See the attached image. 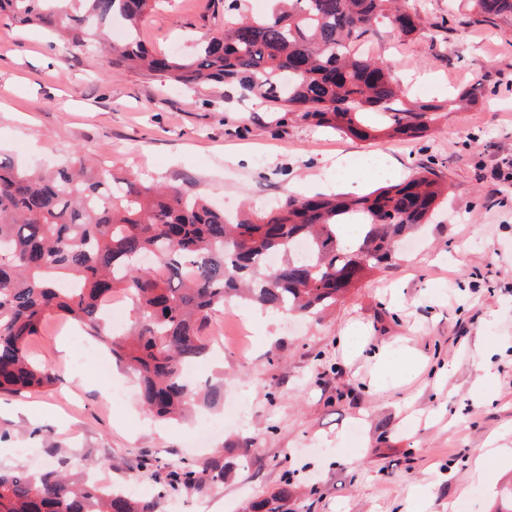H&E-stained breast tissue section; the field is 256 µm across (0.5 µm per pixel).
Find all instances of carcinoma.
Listing matches in <instances>:
<instances>
[{
	"instance_id": "carcinoma-1",
	"label": "carcinoma",
	"mask_w": 512,
	"mask_h": 512,
	"mask_svg": "<svg viewBox=\"0 0 512 512\" xmlns=\"http://www.w3.org/2000/svg\"><path fill=\"white\" fill-rule=\"evenodd\" d=\"M252 17L241 0H210L224 28L203 34L192 56L145 46L140 27L156 0H0V18L44 29L71 47H108L107 63L192 88L235 84L288 112L358 137L361 113L380 111L388 128L417 136L431 108L404 100L385 64L360 51L380 21L401 35L423 30L408 0H270ZM480 20L512 22V0H472ZM126 37L109 42L112 26ZM449 186L424 170L408 182L361 197H299L286 192L266 212L234 221L188 185L87 166L76 154L53 170L20 168L0 156V393L55 384L28 343L47 318L79 323L138 379L143 409L183 418L216 405L224 383L194 387L186 367L205 356L212 315L236 299L271 313L307 317L336 304L369 272L398 256L427 223ZM303 240L308 256L293 244ZM271 255L280 257L272 268ZM127 296L135 311L118 339L103 303ZM168 491L200 485L182 461L165 464ZM288 490L255 501L250 512H286ZM0 512H157L62 469L0 470Z\"/></svg>"
}]
</instances>
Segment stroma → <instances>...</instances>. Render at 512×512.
I'll use <instances>...</instances> for the list:
<instances>
[{"instance_id":"35a3bbf8","label":"stroma","mask_w":512,"mask_h":512,"mask_svg":"<svg viewBox=\"0 0 512 512\" xmlns=\"http://www.w3.org/2000/svg\"><path fill=\"white\" fill-rule=\"evenodd\" d=\"M409 5L426 29L383 25L369 48L409 100L436 106L418 139L353 137L221 84L186 90L0 20V154L17 163L80 152L262 210L286 191L317 193L329 175L345 183L366 162L428 166L450 186L418 250L335 306L305 320L250 310V350L212 348L195 369L223 377V403L184 422L147 416L104 347L79 357L89 336L48 318L29 349L57 381L0 394V468L79 474L104 458L101 481L138 485L161 512H248L283 489L289 512H492L512 488L492 454L512 450V189L493 177L512 159V26L476 21L471 0ZM223 21L208 0H163L141 37L189 56ZM466 91L474 101L449 109ZM116 384L125 401L111 400ZM147 455L232 472L163 497Z\"/></svg>"}]
</instances>
